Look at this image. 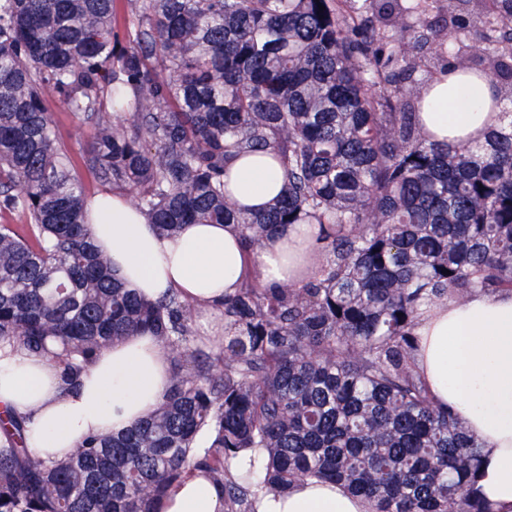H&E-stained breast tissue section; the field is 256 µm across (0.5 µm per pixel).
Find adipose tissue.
Segmentation results:
<instances>
[{
    "mask_svg": "<svg viewBox=\"0 0 512 512\" xmlns=\"http://www.w3.org/2000/svg\"><path fill=\"white\" fill-rule=\"evenodd\" d=\"M487 82L451 75L429 88L427 101L453 97L456 112H424V130L452 144L481 141L489 122L483 105ZM284 186L281 166L255 155L230 168L229 187L249 207L268 204ZM89 230L118 278L138 294L177 293L201 310L204 333L217 336L219 307L241 283L298 284L316 247L318 227L278 229L272 244L248 257L236 227L187 224L174 237L147 224L126 197L100 194L91 205ZM415 333L417 365L436 402L451 408L481 448L471 486L491 512H512V291H475L466 301L448 299L424 307ZM172 369L169 354L148 333L126 337L100 351L86 367L80 389L63 397L50 359L0 343V410L29 419L27 445L42 456L62 458L86 437L127 428L165 399ZM160 512H224V492L198 472L173 487ZM256 512H371L365 499L339 485L301 482L285 496L259 495Z\"/></svg>",
    "mask_w": 512,
    "mask_h": 512,
    "instance_id": "adipose-tissue-1",
    "label": "adipose tissue"
}]
</instances>
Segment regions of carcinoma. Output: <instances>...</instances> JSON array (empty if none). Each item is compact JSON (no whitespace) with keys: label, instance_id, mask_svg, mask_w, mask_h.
<instances>
[{"label":"carcinoma","instance_id":"obj_1","mask_svg":"<svg viewBox=\"0 0 512 512\" xmlns=\"http://www.w3.org/2000/svg\"><path fill=\"white\" fill-rule=\"evenodd\" d=\"M133 2L120 46L114 0H0V208L29 228L0 224V341L51 354L63 397L140 331L177 368L157 409L63 460L8 416L0 512H157L197 468L224 512L307 479L372 512H489L469 497L479 445L433 401L414 328L442 298L512 290V0ZM452 71L496 89L481 111L499 123L474 145L420 126L426 87ZM54 104L95 125L82 161L161 232L234 224L258 253L277 227L316 224L318 263L298 286L245 282L224 299V344L194 343L193 307L126 288L95 248ZM258 152L285 183L253 210L228 175Z\"/></svg>","mask_w":512,"mask_h":512}]
</instances>
